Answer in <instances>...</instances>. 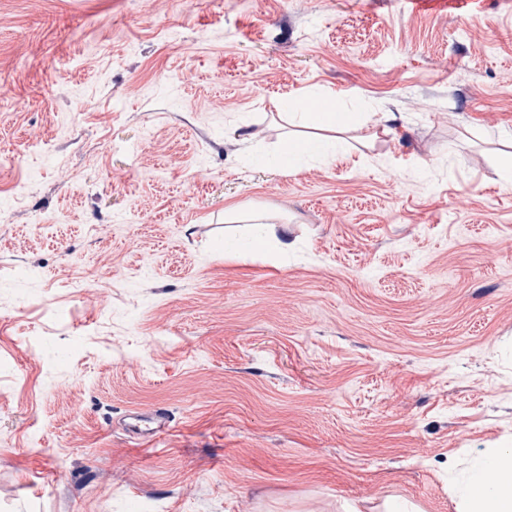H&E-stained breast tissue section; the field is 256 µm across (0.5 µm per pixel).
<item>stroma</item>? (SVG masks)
I'll return each mask as SVG.
<instances>
[{
  "mask_svg": "<svg viewBox=\"0 0 512 512\" xmlns=\"http://www.w3.org/2000/svg\"><path fill=\"white\" fill-rule=\"evenodd\" d=\"M1 89L0 512H456L512 448V0H0Z\"/></svg>",
  "mask_w": 512,
  "mask_h": 512,
  "instance_id": "obj_1",
  "label": "stroma"
}]
</instances>
